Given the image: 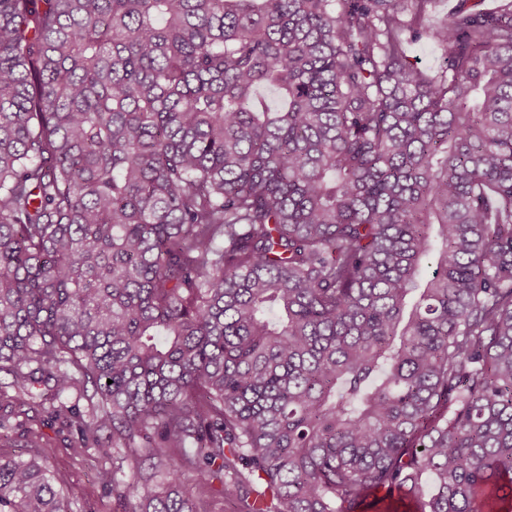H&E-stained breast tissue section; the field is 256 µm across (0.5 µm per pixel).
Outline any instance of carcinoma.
<instances>
[{
  "label": "carcinoma",
  "instance_id": "1",
  "mask_svg": "<svg viewBox=\"0 0 512 512\" xmlns=\"http://www.w3.org/2000/svg\"><path fill=\"white\" fill-rule=\"evenodd\" d=\"M468 2L0 0V445L47 414L131 512H512V0ZM0 512L68 495L1 452ZM409 55L417 67L437 70L443 62L444 50L432 39L423 36L410 45Z\"/></svg>",
  "mask_w": 512,
  "mask_h": 512
}]
</instances>
